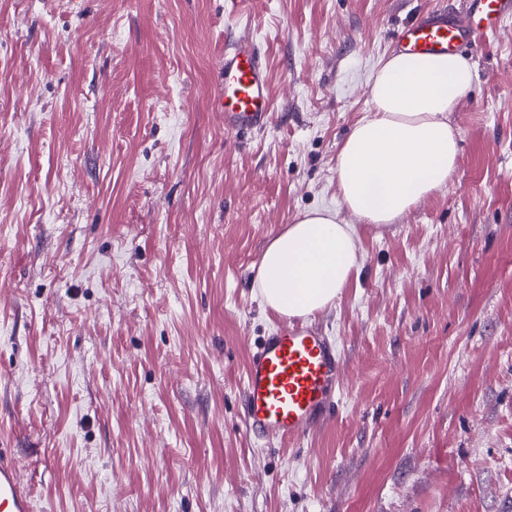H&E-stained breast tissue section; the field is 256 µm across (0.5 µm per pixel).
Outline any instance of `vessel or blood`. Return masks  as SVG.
Here are the masks:
<instances>
[{"mask_svg":"<svg viewBox=\"0 0 512 512\" xmlns=\"http://www.w3.org/2000/svg\"><path fill=\"white\" fill-rule=\"evenodd\" d=\"M512 14V0H468L465 15L447 11L423 16L397 36L402 51L435 54L479 49ZM222 90L215 98L229 132L262 129L272 115L268 68L249 41L224 50ZM342 366L332 342L314 328L294 324L264 337L249 354L243 407L246 434L296 441L322 423ZM0 512H34L15 460L0 452Z\"/></svg>","mask_w":512,"mask_h":512,"instance_id":"b4317fda","label":"vessel or blood"}]
</instances>
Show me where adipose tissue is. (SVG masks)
Here are the masks:
<instances>
[{"label": "adipose tissue", "instance_id": "ef3b65f1", "mask_svg": "<svg viewBox=\"0 0 512 512\" xmlns=\"http://www.w3.org/2000/svg\"><path fill=\"white\" fill-rule=\"evenodd\" d=\"M472 71L460 53L398 52L377 66L367 85L372 108L336 158L345 208L366 223L390 224L448 182L460 139L449 115ZM361 266L355 225L338 212L313 209L270 241L255 285L264 308L305 319L334 305Z\"/></svg>", "mask_w": 512, "mask_h": 512}]
</instances>
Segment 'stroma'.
<instances>
[{
	"mask_svg": "<svg viewBox=\"0 0 512 512\" xmlns=\"http://www.w3.org/2000/svg\"><path fill=\"white\" fill-rule=\"evenodd\" d=\"M467 0H0V448L34 512H512V17L471 53L455 175L312 324L342 388L282 444L243 432L282 328L252 278L309 209L394 36ZM261 130L212 107L230 41ZM221 75L222 90L214 104L218 112H224V129L240 132L267 127L272 115L268 68L252 41L225 48Z\"/></svg>",
	"mask_w": 512,
	"mask_h": 512,
	"instance_id": "obj_1",
	"label": "stroma"
}]
</instances>
